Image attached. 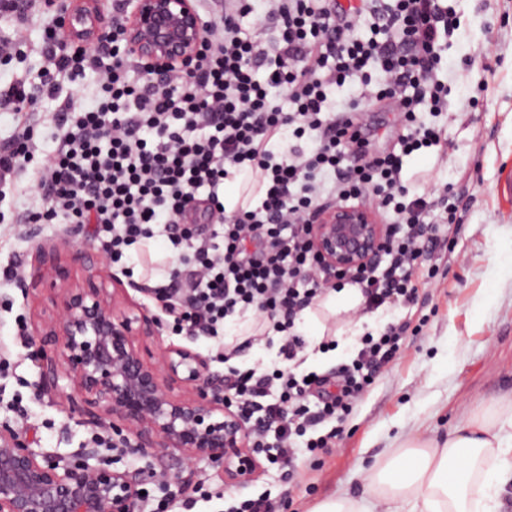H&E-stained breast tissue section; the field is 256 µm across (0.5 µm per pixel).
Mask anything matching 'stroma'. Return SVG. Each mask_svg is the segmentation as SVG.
Listing matches in <instances>:
<instances>
[{
    "instance_id": "35a3bbf8",
    "label": "stroma",
    "mask_w": 512,
    "mask_h": 512,
    "mask_svg": "<svg viewBox=\"0 0 512 512\" xmlns=\"http://www.w3.org/2000/svg\"><path fill=\"white\" fill-rule=\"evenodd\" d=\"M460 21L442 54L438 73L448 86V110L437 123L453 146L445 165L436 149L406 157L403 174L416 193L429 181L466 188V209L458 211L459 228L447 247L435 284L420 289L415 306L404 317L423 320L422 329L405 338L401 359L387 366L370 392L343 423L336 447L300 453L293 481L277 468H262L251 481L225 485L206 462L195 465L198 478L209 479L212 494L197 485L178 493V512H226L229 497L265 496L275 512H312L320 502L338 496L363 497L361 467L381 462L395 451L402 435L439 441L481 406L512 400V0H450ZM43 21H27L25 44L10 63H0V89L36 84L43 60L39 46ZM95 74L77 82L63 78L56 96L39 100L36 159L55 146V113L62 98L92 92ZM20 200L12 187L0 190V267H20L22 278L34 272L35 246L57 245L74 277L85 273L86 256L99 257L102 274L123 288L130 302L162 315V305L146 292V280L133 275L146 265L145 255L130 253L125 263L102 257L88 226L16 224L12 214ZM21 280L0 281V424L28 433L36 449L67 457L98 436V429L78 425L65 400L38 398L37 370L28 359L23 327L51 313L45 296L25 295ZM240 319L228 321L223 340L186 336L165 326L149 339L153 353L187 346L224 371V341L240 343ZM327 328L343 339L331 356L319 352L318 337H307L309 352L300 370L322 374L348 356L346 342L356 329L354 317L340 315Z\"/></svg>"
}]
</instances>
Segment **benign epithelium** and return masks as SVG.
Here are the masks:
<instances>
[{"instance_id": "7a95c632", "label": "benign epithelium", "mask_w": 512, "mask_h": 512, "mask_svg": "<svg viewBox=\"0 0 512 512\" xmlns=\"http://www.w3.org/2000/svg\"><path fill=\"white\" fill-rule=\"evenodd\" d=\"M61 47L101 35L98 0H69L59 18ZM126 52L146 72L190 65L206 41L196 0H125ZM313 244L322 262L343 271L371 264L385 246L376 208L336 204L318 212ZM32 283L50 282L54 321L34 328L27 357L37 388L66 398L79 422L112 431L113 442L146 458L123 471L82 448L65 463L32 448L28 434L0 426V512H138L144 485L178 488L207 460L230 483L247 482L261 464L249 448L247 419L224 396V374L185 347L155 358L137 338L159 335L160 319L141 306L118 308L98 271L77 284L54 245H40Z\"/></svg>"}]
</instances>
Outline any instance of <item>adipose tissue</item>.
<instances>
[{"instance_id": "adipose-tissue-1", "label": "adipose tissue", "mask_w": 512, "mask_h": 512, "mask_svg": "<svg viewBox=\"0 0 512 512\" xmlns=\"http://www.w3.org/2000/svg\"><path fill=\"white\" fill-rule=\"evenodd\" d=\"M512 483V404L478 409L444 441L409 439L364 476L387 512H502Z\"/></svg>"}]
</instances>
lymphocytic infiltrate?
I'll return each instance as SVG.
<instances>
[{"label": "lymphocytic infiltrate", "instance_id": "f902f5d3", "mask_svg": "<svg viewBox=\"0 0 512 512\" xmlns=\"http://www.w3.org/2000/svg\"><path fill=\"white\" fill-rule=\"evenodd\" d=\"M207 3L208 40L195 65L151 78L131 77L121 21L65 51L45 26L47 94H56L62 74L75 81L93 71L97 86L90 99L60 104L56 147L40 162L32 96L21 85L1 92L0 112L13 116L16 133L0 145V182L30 176L36 203L18 211L16 223L62 217L94 225L115 263L132 245L165 235L183 255L152 291L173 328L215 338L226 318L250 310L279 333V367L231 366L224 383L253 420L252 448L290 478L300 451L335 447L342 422L400 357L411 326L403 319L365 333L348 362L309 381L292 370L306 347L299 314L348 283L361 289L363 312L414 305L454 232L461 193L436 183L410 195L402 171L406 156L447 145L441 127L417 113L448 109L437 71L457 17L443 0H262L259 11L253 0ZM250 14L275 26L273 46L242 37L240 20ZM366 15L377 34L364 40L356 31ZM353 80L366 88L361 101L334 110L327 87ZM384 98L395 101L405 133L399 152L378 156L355 115ZM310 134L316 146L307 151L298 141ZM245 167L259 172L264 197L256 209L225 217L224 180ZM203 187L206 214L218 216L220 231L200 224ZM351 201L376 207L387 241L379 262L340 273L320 260L310 226L320 209ZM327 421L332 429L316 435Z\"/></svg>", "mask_w": 512, "mask_h": 512}]
</instances>
